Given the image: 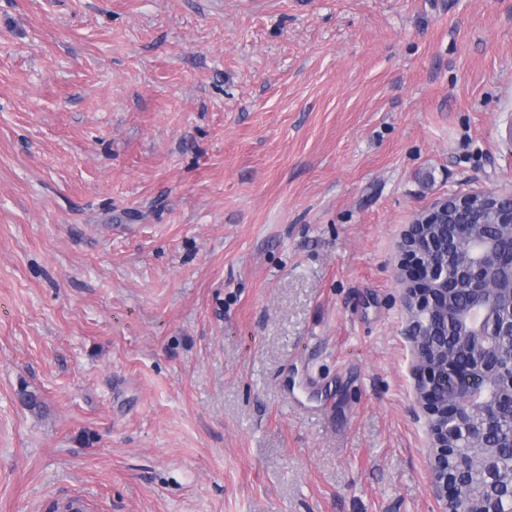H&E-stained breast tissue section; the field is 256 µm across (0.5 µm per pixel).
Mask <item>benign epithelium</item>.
<instances>
[{
	"label": "benign epithelium",
	"mask_w": 512,
	"mask_h": 512,
	"mask_svg": "<svg viewBox=\"0 0 512 512\" xmlns=\"http://www.w3.org/2000/svg\"><path fill=\"white\" fill-rule=\"evenodd\" d=\"M399 247L432 495L439 512H501L512 502L493 439L512 422V194L440 197Z\"/></svg>",
	"instance_id": "1"
}]
</instances>
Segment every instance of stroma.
<instances>
[{
  "mask_svg": "<svg viewBox=\"0 0 512 512\" xmlns=\"http://www.w3.org/2000/svg\"><path fill=\"white\" fill-rule=\"evenodd\" d=\"M483 190L512 0H0V512H438L398 245Z\"/></svg>",
  "mask_w": 512,
  "mask_h": 512,
  "instance_id": "1",
  "label": "stroma"
}]
</instances>
